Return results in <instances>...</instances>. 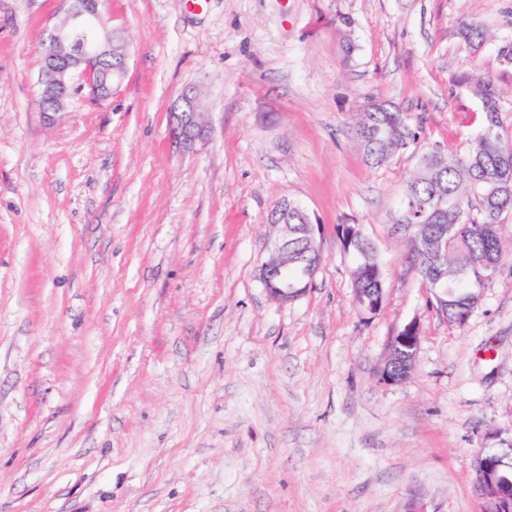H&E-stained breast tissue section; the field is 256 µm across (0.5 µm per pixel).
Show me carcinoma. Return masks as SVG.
Here are the masks:
<instances>
[{
    "label": "carcinoma",
    "instance_id": "carcinoma-1",
    "mask_svg": "<svg viewBox=\"0 0 512 512\" xmlns=\"http://www.w3.org/2000/svg\"><path fill=\"white\" fill-rule=\"evenodd\" d=\"M464 85L480 98L484 125L463 155L448 153V163L420 159L418 167L403 187L399 206L405 224L424 225L425 238L441 246L440 256L428 250H408L407 266L415 269L419 283L429 290L426 305L439 310L436 274H444L455 294L448 299V322L465 324L464 314L478 305L482 290L488 288L503 267L506 249L500 234L502 215L512 212V131L499 117L500 91L490 80L470 74L461 77ZM382 111L368 112L356 124L355 137L373 166L394 158L420 137L419 127L396 107L383 102ZM448 199V208L439 211L433 203ZM354 225L340 224L337 236L343 251L354 259L353 285L368 292L378 287L377 254L365 244L351 239Z\"/></svg>",
    "mask_w": 512,
    "mask_h": 512
}]
</instances>
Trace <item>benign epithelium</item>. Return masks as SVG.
<instances>
[{
    "instance_id": "obj_1",
    "label": "benign epithelium",
    "mask_w": 512,
    "mask_h": 512,
    "mask_svg": "<svg viewBox=\"0 0 512 512\" xmlns=\"http://www.w3.org/2000/svg\"><path fill=\"white\" fill-rule=\"evenodd\" d=\"M67 5L65 20L48 35L38 76L37 106L45 122L51 124L62 116L66 103L89 91L99 102L112 99L114 87L124 76L129 61L127 40L115 31L101 33L98 28L102 0H63ZM170 136L184 152H194L208 139L209 127L198 111L197 89L184 88L169 109ZM278 228L270 242V255L259 269V278L275 302L286 303L297 296L282 280L288 269L289 237L301 232L311 252H320L318 224L299 227L288 223V206L272 223ZM419 325L412 320L392 336L387 358L379 371L384 385H396L411 376L416 367ZM512 469V451L507 455L479 453L473 459L475 490L498 512L512 509V480L498 475L501 467Z\"/></svg>"
}]
</instances>
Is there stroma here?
Here are the masks:
<instances>
[{
  "label": "stroma",
  "instance_id": "35a3bbf8",
  "mask_svg": "<svg viewBox=\"0 0 512 512\" xmlns=\"http://www.w3.org/2000/svg\"><path fill=\"white\" fill-rule=\"evenodd\" d=\"M63 15L0 0V512H484L472 460L512 442V258L451 325L393 224L419 154L482 128L462 73L494 81L512 128V0H105L126 75L49 124ZM189 84L210 135L184 154L169 107ZM371 100L422 128L378 167L353 131ZM285 199L322 261L280 304L259 268ZM352 223L384 273L374 315L336 235ZM412 320L416 369L381 384Z\"/></svg>",
  "mask_w": 512,
  "mask_h": 512
}]
</instances>
